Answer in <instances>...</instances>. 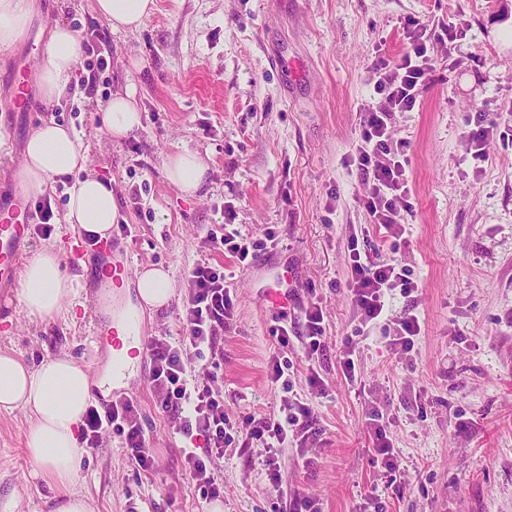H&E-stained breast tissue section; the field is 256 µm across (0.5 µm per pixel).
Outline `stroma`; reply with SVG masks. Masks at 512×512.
<instances>
[{
	"instance_id": "obj_1",
	"label": "stroma",
	"mask_w": 512,
	"mask_h": 512,
	"mask_svg": "<svg viewBox=\"0 0 512 512\" xmlns=\"http://www.w3.org/2000/svg\"><path fill=\"white\" fill-rule=\"evenodd\" d=\"M155 2L139 29L115 32L94 0H32L28 37L0 48V210L20 189L16 170L28 137L57 120L77 133L89 170L111 185L119 209L112 235L126 240L133 271L160 267L172 278L170 303L142 314L147 335L178 336L187 268L210 261L234 274L235 321L218 380L225 413L239 422L279 405L268 378L277 351L317 433L304 448L282 450L277 489L265 449L243 456L227 449L216 463L222 512H281L297 494L322 512H359L372 491L383 512H512V141L490 137L481 164L464 141L481 112L512 133V0ZM58 22L75 25L108 68L78 67L67 96L50 103L32 78L33 108H10L16 62L36 69ZM418 23L427 27L435 67L414 109L396 113L392 124L393 138L408 144L412 186L405 240L395 247L359 205L364 185L346 159L374 95V61L398 59ZM129 86L142 126L115 139L100 119L112 95ZM186 147L208 165L193 196L167 176L169 157ZM49 193L52 233L31 231L28 252L60 248L73 292L63 312L44 319L28 316L19 293L0 297V349L33 366L65 353L98 381L108 353L93 341L103 324L97 257L63 220L67 189L53 185ZM225 222L254 240L275 231L278 250L258 251L239 269L202 246ZM354 233L369 257L412 271L418 292L393 308L417 315L422 327L403 356L388 348L382 329L356 338L359 389L338 363L352 329L344 251ZM284 272L302 299L321 303L328 343L319 360L307 361L296 342L277 349L269 332L274 312L265 293ZM149 366L141 353L130 375L158 469L132 471L121 437L107 434L96 451L81 452L74 485L94 512H201L181 471L183 443L154 406ZM314 370L325 397L311 392ZM375 409L388 417L397 451L391 474L373 456ZM29 425L24 410H0V498L14 490L15 512H52V491L29 477Z\"/></svg>"
}]
</instances>
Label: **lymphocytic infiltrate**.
I'll return each mask as SVG.
<instances>
[{
	"instance_id": "1",
	"label": "lymphocytic infiltrate",
	"mask_w": 512,
	"mask_h": 512,
	"mask_svg": "<svg viewBox=\"0 0 512 512\" xmlns=\"http://www.w3.org/2000/svg\"><path fill=\"white\" fill-rule=\"evenodd\" d=\"M434 64L427 54L423 37H416L411 48L398 60L384 58L374 63L377 101L364 108L360 120V138L349 156L368 186L360 203L372 223L383 228L388 237L400 239L406 229L404 212L410 209L411 184L408 174L407 144L390 135L396 113L414 109ZM277 248L274 232H267L264 243L244 237L231 224L221 225L204 240L205 248L234 258L238 267L250 265L261 245ZM348 278L346 287L354 308L352 335L346 338L339 358L340 369L349 384L360 383L354 360L356 337L368 336L382 327L388 347L406 354L413 350L421 333L418 317L405 313L389 315L387 302L393 294L410 296L418 284L406 267L388 260L371 261L363 257L358 236H350L346 247ZM187 296L179 317V339L153 336L147 342L150 356L149 387L157 411L168 421L174 434L185 442L181 453L182 467L195 484L200 499L209 503L219 498L222 483L213 467L222 459L226 447L268 449L265 460L272 481L280 479L279 455L288 443L304 444L314 434L309 404L281 399L278 412L247 416L244 426L224 411V393L217 386L224 364V334L234 321V293L219 264H194L186 276ZM297 311L296 322L279 317L270 333L280 348L298 339L307 359L322 356L326 348L324 316L315 301L300 300L289 294ZM278 352L269 362L271 384L289 390L288 364ZM113 432L122 437L127 463L137 471L155 468V456L141 424L135 401L120 397L102 408L88 407L82 426V443L86 451L99 446L103 434Z\"/></svg>"
}]
</instances>
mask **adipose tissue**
Instances as JSON below:
<instances>
[{
    "mask_svg": "<svg viewBox=\"0 0 512 512\" xmlns=\"http://www.w3.org/2000/svg\"><path fill=\"white\" fill-rule=\"evenodd\" d=\"M100 17L115 31L138 29L152 13L154 0H95ZM32 15L31 0H0V47L23 39ZM81 53V42L68 25L54 24L38 70L46 101L60 100L68 91ZM137 91L127 87L109 101L104 121L113 137L121 138L142 125L136 104ZM86 156L75 132L51 121L29 137L18 177L23 189L45 192L56 177L84 171L70 190L65 221L79 234L106 240L118 220V207L109 183L86 171ZM168 178L183 194H196L205 179L207 164L197 152L183 150L167 165ZM20 298L29 316L49 317L64 309L72 280L61 268L56 249L40 251L26 260L20 272ZM137 305L120 313L112 311L111 292L98 302L104 314L120 324L140 320L144 309L167 305L174 293L167 271L148 268L137 275ZM94 382L87 369L68 355L44 359L30 366L14 352H0V409L29 412L31 423L25 449L36 467L30 477L57 491L56 512H92L88 499L74 488L79 465V433L83 414L92 397Z\"/></svg>",
    "mask_w": 512,
    "mask_h": 512,
    "instance_id": "ef3b65f1",
    "label": "adipose tissue"
}]
</instances>
